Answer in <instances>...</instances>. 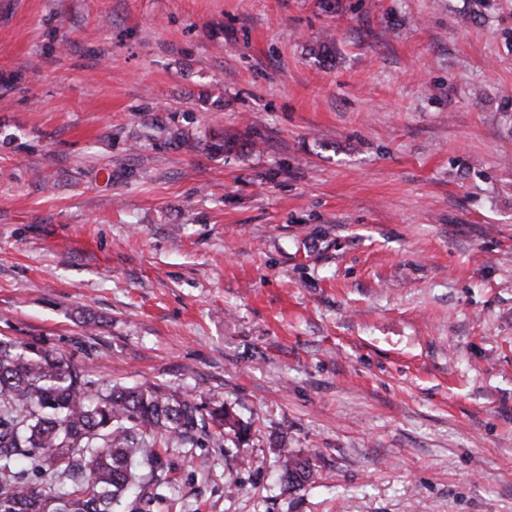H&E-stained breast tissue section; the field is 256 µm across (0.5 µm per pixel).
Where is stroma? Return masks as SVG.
Here are the masks:
<instances>
[{
	"instance_id": "stroma-1",
	"label": "stroma",
	"mask_w": 512,
	"mask_h": 512,
	"mask_svg": "<svg viewBox=\"0 0 512 512\" xmlns=\"http://www.w3.org/2000/svg\"><path fill=\"white\" fill-rule=\"evenodd\" d=\"M332 3L0 0V338L252 423L161 512H512V0ZM281 479L288 490H299L314 479V464L310 457H299L284 451L280 455Z\"/></svg>"
}]
</instances>
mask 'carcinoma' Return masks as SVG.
I'll return each mask as SVG.
<instances>
[{
    "label": "carcinoma",
    "mask_w": 512,
    "mask_h": 512,
    "mask_svg": "<svg viewBox=\"0 0 512 512\" xmlns=\"http://www.w3.org/2000/svg\"><path fill=\"white\" fill-rule=\"evenodd\" d=\"M251 430L221 400L96 382L62 353L0 339V512H154L172 484L159 448H221ZM280 471L289 490L315 476L288 451Z\"/></svg>",
    "instance_id": "cac0c4a2"
}]
</instances>
